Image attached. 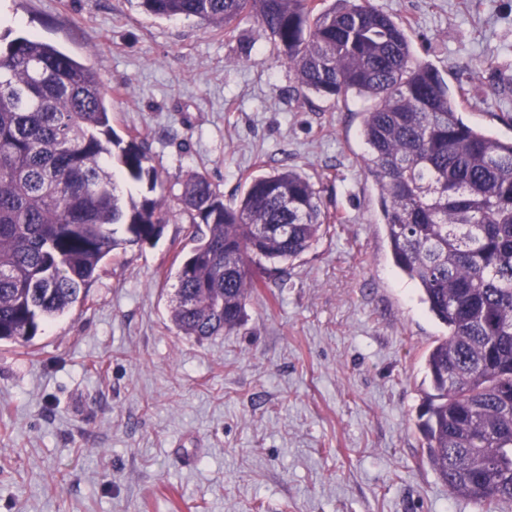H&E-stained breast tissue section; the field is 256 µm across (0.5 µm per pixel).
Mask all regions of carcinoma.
<instances>
[{
	"label": "carcinoma",
	"mask_w": 512,
	"mask_h": 512,
	"mask_svg": "<svg viewBox=\"0 0 512 512\" xmlns=\"http://www.w3.org/2000/svg\"><path fill=\"white\" fill-rule=\"evenodd\" d=\"M141 0L158 18L224 33L252 18L301 91L366 103L365 174L396 268L447 329L425 355L418 428L451 495L512 505V141L468 124L461 91L413 63L403 23L367 0ZM97 74L36 35H0V342L31 341L86 298L110 254L157 237L164 196L137 136L123 137ZM192 246L170 320L198 340L243 322L247 301L335 222L302 172L251 178L233 205L204 175L182 184ZM126 237H116V227Z\"/></svg>",
	"instance_id": "carcinoma-1"
}]
</instances>
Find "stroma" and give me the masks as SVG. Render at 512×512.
<instances>
[{"label": "stroma", "mask_w": 512, "mask_h": 512, "mask_svg": "<svg viewBox=\"0 0 512 512\" xmlns=\"http://www.w3.org/2000/svg\"><path fill=\"white\" fill-rule=\"evenodd\" d=\"M370 2L407 22L415 61L462 87L469 124L512 139V0ZM8 30L98 74L170 219L157 241L115 250L43 334L0 344V512H480L423 452V360L446 329L392 263L364 103L301 97L251 19L226 34L139 0H0ZM286 167L338 223L251 295L236 331L179 335L183 181L203 174L230 203Z\"/></svg>", "instance_id": "obj_1"}]
</instances>
